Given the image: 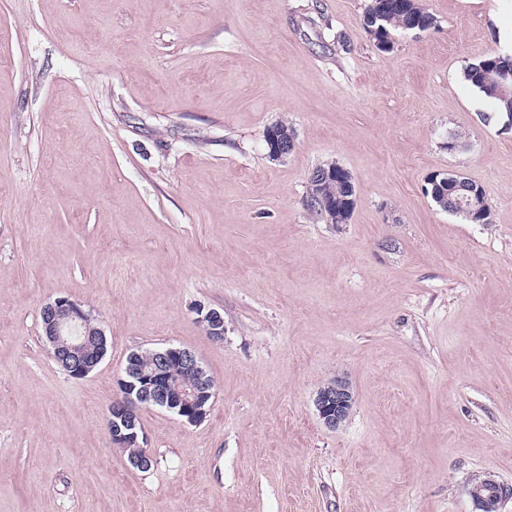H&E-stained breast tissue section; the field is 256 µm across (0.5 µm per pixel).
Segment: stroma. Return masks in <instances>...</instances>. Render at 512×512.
Instances as JSON below:
<instances>
[{
	"mask_svg": "<svg viewBox=\"0 0 512 512\" xmlns=\"http://www.w3.org/2000/svg\"><path fill=\"white\" fill-rule=\"evenodd\" d=\"M420 2L434 26L384 52L370 0H0V512H481L473 478L512 486V120L463 77L512 0ZM332 163L345 224L307 206ZM448 172L490 223L435 204ZM60 295L108 338L82 378L40 336ZM167 345L215 395L195 425L141 410L142 471L105 416ZM283 127H279V126ZM267 129L266 142L269 149V155L273 158H281L288 155L295 147V134L292 130L288 132L285 128L287 124L279 123ZM314 178L316 181H326L331 179H336L338 181L344 182L348 186L347 195L348 197L342 199L343 204L340 205L337 209L338 211V220L341 223H346L348 218L351 217L354 202H355V190L352 184V178L349 175L348 171L341 166L338 165H330L329 169L321 171L318 174L310 175L309 180ZM336 218V223L338 222ZM204 309L198 311V322L204 327L206 333L215 340L224 338V316L215 309ZM354 401L349 382L341 376H336L318 392L315 405L324 426L335 430L349 417Z\"/></svg>",
	"mask_w": 512,
	"mask_h": 512,
	"instance_id": "35a3bbf8",
	"label": "stroma"
}]
</instances>
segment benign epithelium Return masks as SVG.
I'll list each match as a JSON object with an SVG mask.
<instances>
[{"label":"benign epithelium","mask_w":512,"mask_h":512,"mask_svg":"<svg viewBox=\"0 0 512 512\" xmlns=\"http://www.w3.org/2000/svg\"><path fill=\"white\" fill-rule=\"evenodd\" d=\"M265 138L273 158L284 157L295 147L294 132L277 125L267 129ZM313 178L317 181L336 179L347 184V197L342 199V205H336L332 198L321 200L323 207L338 212L339 222H347L355 202L348 171L335 164ZM198 322L213 339L224 340V316L219 311L198 310ZM41 329L53 360L69 376L84 377L103 360L104 329L77 301L59 296L46 303L41 309ZM173 366L189 377L186 384L171 383ZM119 391L107 415V428L113 446L124 449L141 447V409L158 407L173 413L184 423L197 424L206 418L205 404L214 395L211 378L198 356L189 349L173 346L154 350L149 371L134 359H128ZM354 401L349 382L338 376L318 392L315 405L324 426L334 430L347 420ZM472 494L486 512H499L502 503L512 496V488L488 479L474 485Z\"/></svg>","instance_id":"1"}]
</instances>
